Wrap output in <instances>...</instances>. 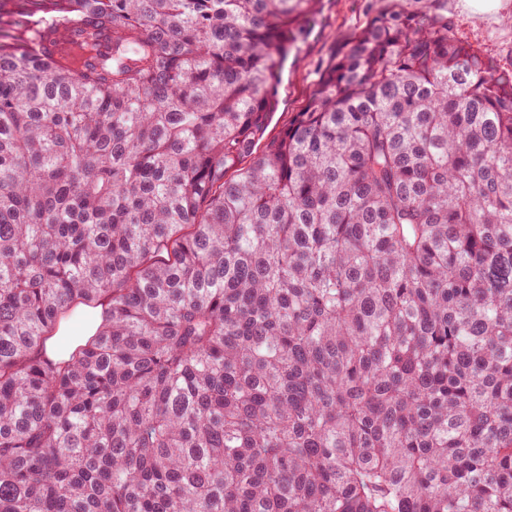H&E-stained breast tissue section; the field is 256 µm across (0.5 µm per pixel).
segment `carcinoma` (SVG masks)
<instances>
[{
    "instance_id": "cac0c4a2",
    "label": "carcinoma",
    "mask_w": 512,
    "mask_h": 512,
    "mask_svg": "<svg viewBox=\"0 0 512 512\" xmlns=\"http://www.w3.org/2000/svg\"><path fill=\"white\" fill-rule=\"evenodd\" d=\"M31 3L0 512H512V68L397 5L267 140L318 0Z\"/></svg>"
}]
</instances>
